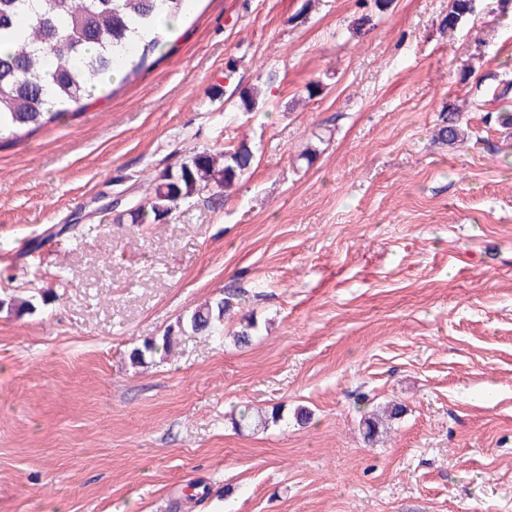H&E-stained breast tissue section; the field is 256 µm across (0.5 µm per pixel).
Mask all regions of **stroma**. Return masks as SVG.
<instances>
[{
	"label": "stroma",
	"mask_w": 512,
	"mask_h": 512,
	"mask_svg": "<svg viewBox=\"0 0 512 512\" xmlns=\"http://www.w3.org/2000/svg\"><path fill=\"white\" fill-rule=\"evenodd\" d=\"M449 4L193 0L150 69L0 141V512H171L200 479L194 512H512V135L486 120L512 11L450 30ZM228 143L254 153L229 197L103 221ZM230 290L223 342L185 329ZM247 406L284 420L236 429ZM462 120L461 112L455 108H449L448 113L443 115L442 126L437 130L438 138L451 146L458 142H464L467 139V134ZM173 344L174 339L170 333H167L161 338L155 337L146 339L140 346L131 350L129 360L136 366L147 364V360L152 359L160 349L170 351Z\"/></svg>",
	"instance_id": "35a3bbf8"
}]
</instances>
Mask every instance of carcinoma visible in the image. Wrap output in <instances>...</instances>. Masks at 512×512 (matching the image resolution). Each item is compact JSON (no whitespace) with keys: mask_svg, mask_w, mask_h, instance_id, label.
<instances>
[{"mask_svg":"<svg viewBox=\"0 0 512 512\" xmlns=\"http://www.w3.org/2000/svg\"><path fill=\"white\" fill-rule=\"evenodd\" d=\"M187 0H0V137L19 139L77 113L93 100L103 81L124 85L147 66L163 45L162 25L181 17ZM474 0H452L446 27L454 30L474 13ZM439 139L452 146L467 139L463 117L455 108L443 115ZM253 154L240 143L219 153H194L174 172L155 179L144 203L116 215L115 224H156L203 196L220 197L249 168ZM240 303L237 293L194 310L186 321L192 333L210 332L221 338L226 315ZM252 320L244 317L233 332L234 343L252 341ZM171 334L150 338L129 353L136 366L159 350H170ZM283 420L282 408L266 415L239 411L235 427L263 426ZM360 424L367 440L384 425L378 413Z\"/></svg>","mask_w":512,"mask_h":512,"instance_id":"1","label":"carcinoma"}]
</instances>
